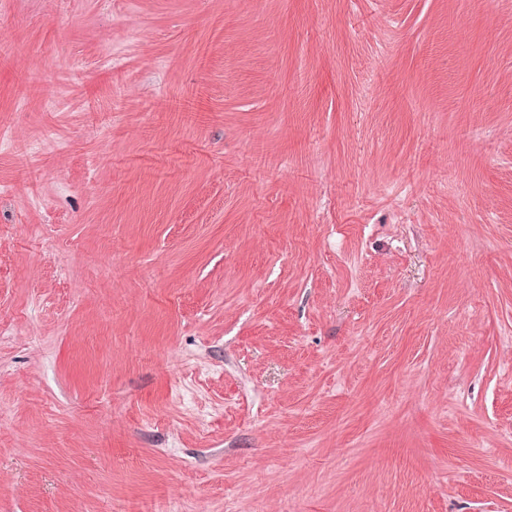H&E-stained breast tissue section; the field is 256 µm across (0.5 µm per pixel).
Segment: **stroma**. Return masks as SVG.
<instances>
[{
	"mask_svg": "<svg viewBox=\"0 0 512 512\" xmlns=\"http://www.w3.org/2000/svg\"><path fill=\"white\" fill-rule=\"evenodd\" d=\"M1 126L0 512H512V0H0Z\"/></svg>",
	"mask_w": 512,
	"mask_h": 512,
	"instance_id": "35a3bbf8",
	"label": "stroma"
}]
</instances>
